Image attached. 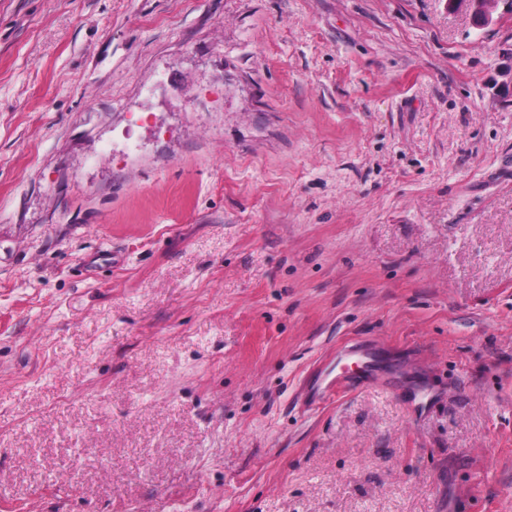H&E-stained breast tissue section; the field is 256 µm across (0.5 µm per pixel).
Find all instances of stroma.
<instances>
[{
	"label": "stroma",
	"instance_id": "35a3bbf8",
	"mask_svg": "<svg viewBox=\"0 0 512 512\" xmlns=\"http://www.w3.org/2000/svg\"><path fill=\"white\" fill-rule=\"evenodd\" d=\"M0 512H512V0H0Z\"/></svg>",
	"mask_w": 512,
	"mask_h": 512
}]
</instances>
